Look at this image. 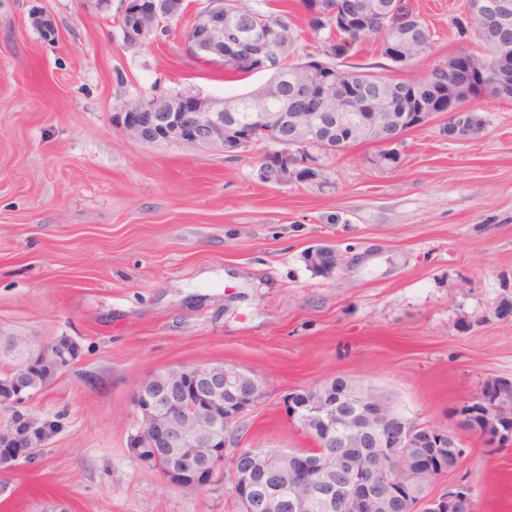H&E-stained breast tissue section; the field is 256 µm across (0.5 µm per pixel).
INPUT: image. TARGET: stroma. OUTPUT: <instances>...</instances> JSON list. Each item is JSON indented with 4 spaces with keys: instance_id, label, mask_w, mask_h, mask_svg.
<instances>
[{
    "instance_id": "35a3bbf8",
    "label": "stroma",
    "mask_w": 512,
    "mask_h": 512,
    "mask_svg": "<svg viewBox=\"0 0 512 512\" xmlns=\"http://www.w3.org/2000/svg\"><path fill=\"white\" fill-rule=\"evenodd\" d=\"M208 4L185 0L169 35L134 48L122 0H0V331L80 348L29 402L63 427L0 471V512H241L231 471L182 491L128 452L140 379L220 363L263 383L240 447H313L284 399L341 377L456 437L464 453L433 492L461 481L472 512H512V444L490 446L455 414L488 382L512 383V315L499 313L512 300V100H475L488 124L470 141L440 134L444 113L408 131L396 168L372 165L368 141L324 157L325 188L260 180L261 145L228 158L128 138L113 121L123 103L267 82L189 54ZM237 4L287 12L294 61L314 52L300 0ZM410 4L432 35L405 73L419 79L456 52L465 0ZM316 246L343 268L308 267Z\"/></svg>"
}]
</instances>
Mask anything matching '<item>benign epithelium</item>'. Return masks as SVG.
Wrapping results in <instances>:
<instances>
[{
  "instance_id": "benign-epithelium-1",
  "label": "benign epithelium",
  "mask_w": 512,
  "mask_h": 512,
  "mask_svg": "<svg viewBox=\"0 0 512 512\" xmlns=\"http://www.w3.org/2000/svg\"><path fill=\"white\" fill-rule=\"evenodd\" d=\"M184 0H124L122 16L130 17L125 41L131 46L148 41L156 28L157 18L164 13L175 16L183 11ZM223 0H210V7L198 13L190 36L212 49L224 48V42L240 37L236 21L242 10L229 12L233 22L224 24ZM394 56L407 57L421 51V46L405 35L390 44ZM490 76L488 95L507 93L502 68L512 65V52L500 48L482 61ZM473 66L466 55L459 54L448 64L453 79L448 82V122L459 112L468 111L465 103L468 87L467 73ZM294 88L313 98L309 112L270 111V92L264 86L246 102L247 114L234 116L237 103L214 100L197 95H183L174 103L157 100L152 104L125 103L115 115L121 131L129 138L163 145H189L199 149L218 150L236 157L258 145L252 134V124L258 122L269 129L287 130L285 146L279 149L283 167L271 177L265 167L260 178L268 183H292V170L300 166H318L308 145L323 128L321 118L326 112L336 113L339 123L333 148L342 150L350 143L376 142L384 149L399 151L403 135L376 141L375 135L388 124L400 120L396 110L400 91L392 86L377 96H367L348 84L340 73L321 76L306 68L292 75ZM363 110L371 111L373 122L351 121V116ZM336 257L335 268L344 259L334 248L318 246L308 251L309 261L320 263L327 256ZM75 358L64 348H57L44 357V362L60 370L67 369ZM263 394L262 381L237 366L174 365L152 373L140 380L134 393V406L141 424L132 436L130 454L137 460L157 468L178 489L198 490L209 486L229 463L234 475V492L244 512H311L319 502L327 509L341 512H387L390 501L373 491L376 479L382 474L381 461L347 457L344 466L350 470L352 482L339 485L331 479V468L325 461L293 452L281 459L279 470L288 478L285 486L261 487L248 471L238 468L240 449L229 450L230 426L240 423L242 416L253 408ZM33 396L26 386L17 383L0 390V408L10 411V419L0 425V469L13 467L18 461L32 457L47 445L62 428L58 420L38 417L28 406ZM344 408L326 399V388L316 386L291 392L286 397L289 416L298 419L322 444L341 439L353 448L361 443L366 447L384 448H454L461 457L455 438L439 429H424L406 417H401V433L386 443L381 428L383 405L373 397L362 401L355 392ZM499 420L512 419V393L504 390L494 409ZM472 490L463 482L448 489L420 498L416 505L422 512H459L471 501Z\"/></svg>"
}]
</instances>
